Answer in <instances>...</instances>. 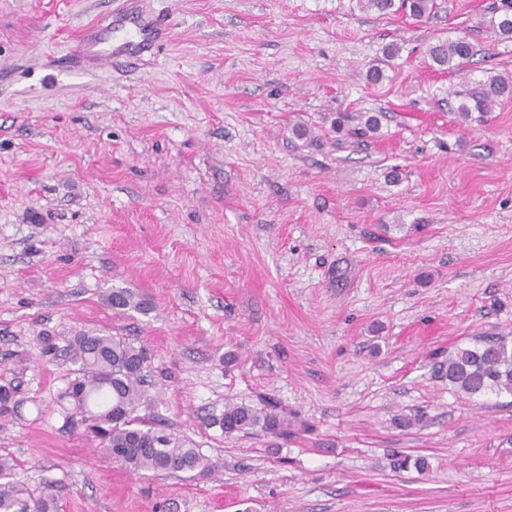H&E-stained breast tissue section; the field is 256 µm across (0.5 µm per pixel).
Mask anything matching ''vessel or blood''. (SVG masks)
I'll return each instance as SVG.
<instances>
[{
  "label": "vessel or blood",
  "mask_w": 512,
  "mask_h": 512,
  "mask_svg": "<svg viewBox=\"0 0 512 512\" xmlns=\"http://www.w3.org/2000/svg\"><path fill=\"white\" fill-rule=\"evenodd\" d=\"M114 7L88 23L69 54L73 67L95 69L131 63L160 51L171 27L161 15L146 11L141 0H114Z\"/></svg>",
  "instance_id": "obj_1"
}]
</instances>
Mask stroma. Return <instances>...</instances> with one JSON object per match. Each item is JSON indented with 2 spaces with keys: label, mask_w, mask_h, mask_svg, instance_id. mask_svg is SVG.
<instances>
[{
  "label": "stroma",
  "mask_w": 512,
  "mask_h": 512,
  "mask_svg": "<svg viewBox=\"0 0 512 512\" xmlns=\"http://www.w3.org/2000/svg\"><path fill=\"white\" fill-rule=\"evenodd\" d=\"M144 2L171 42L84 74L63 57L108 0H0L15 480L58 481L60 512H512V396L440 371L478 337L512 340V100L456 110L465 83L512 76V40L485 24L512 0H436L422 20L359 0ZM465 33L464 71L433 64L430 43ZM114 288L150 314L115 313ZM79 329L149 345L152 417L207 476L133 474L66 420L72 365L38 338ZM264 400L286 435L210 424ZM401 454L430 467L396 470ZM107 305L118 314H127L129 310L148 314L152 307L139 294L127 288H114L106 297Z\"/></svg>",
  "instance_id": "35a3bbf8"
}]
</instances>
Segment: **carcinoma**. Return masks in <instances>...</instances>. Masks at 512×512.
<instances>
[{
	"instance_id": "obj_1",
	"label": "carcinoma",
	"mask_w": 512,
	"mask_h": 512,
	"mask_svg": "<svg viewBox=\"0 0 512 512\" xmlns=\"http://www.w3.org/2000/svg\"><path fill=\"white\" fill-rule=\"evenodd\" d=\"M361 8L380 15L404 12L416 19L430 15L435 0H360ZM488 28L500 39L512 40V12L490 17ZM468 36L439 39L429 45L433 63L458 71L474 55ZM456 111L490 112L501 99L512 97V79L490 75L458 94ZM107 305L118 314L130 310L147 314L150 304L127 288H114ZM63 352L74 365L73 378L60 393L69 417L78 416L101 440L102 450L112 460L135 474L171 475L196 473L204 476L214 467L211 459L192 440L154 427L141 410L152 407L151 355L147 345L129 338L80 330L59 346L57 337L42 340V353ZM445 377L455 391L468 397L486 394L512 395V343L503 336H483L473 346L458 347L448 355ZM211 425L226 436L262 432L280 436L288 432V420L268 402L258 405L228 403ZM418 471L428 469L422 456H400L393 468ZM14 464L0 458V512H57L58 485L45 482L34 494L12 479Z\"/></svg>"
}]
</instances>
